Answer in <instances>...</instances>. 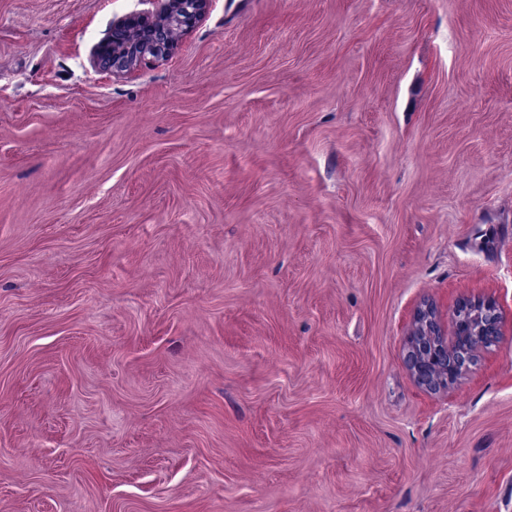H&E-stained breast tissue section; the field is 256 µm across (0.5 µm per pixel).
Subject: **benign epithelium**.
<instances>
[{"instance_id":"1","label":"benign epithelium","mask_w":512,"mask_h":512,"mask_svg":"<svg viewBox=\"0 0 512 512\" xmlns=\"http://www.w3.org/2000/svg\"><path fill=\"white\" fill-rule=\"evenodd\" d=\"M159 7L115 24L109 39L97 54L103 70L130 71L147 58L167 57L178 33L188 30L201 18L208 0H155ZM455 327L463 329L472 317L479 322L477 333L489 345L499 342L502 316L494 301L464 299L454 311ZM476 362L466 350H455L441 328L438 311L429 302L414 313V329L408 341L406 365L419 386L437 391L471 370Z\"/></svg>"}]
</instances>
